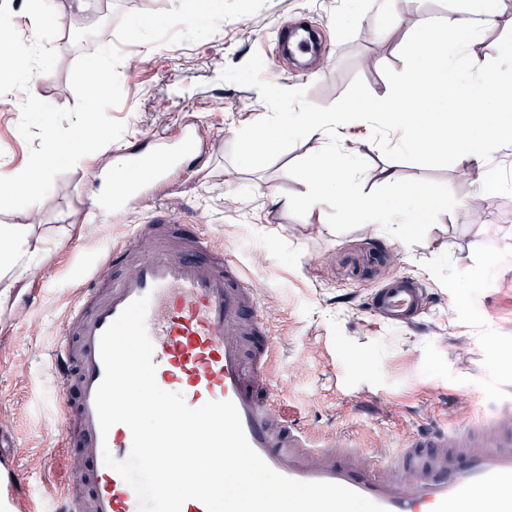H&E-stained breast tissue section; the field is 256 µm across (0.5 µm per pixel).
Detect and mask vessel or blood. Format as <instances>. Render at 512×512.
Listing matches in <instances>:
<instances>
[{"mask_svg": "<svg viewBox=\"0 0 512 512\" xmlns=\"http://www.w3.org/2000/svg\"><path fill=\"white\" fill-rule=\"evenodd\" d=\"M200 143L194 128L183 129L177 141L155 142L157 164L144 179L197 154ZM99 265L110 269V278L92 274L79 289L52 352L63 400L62 441L76 447L71 465L86 475L85 486L64 483L55 512H139L134 489L103 462L107 451L119 461L128 457L131 431L123 424L101 431L95 393L104 375L100 337L143 296L150 299L146 328L157 384L181 393L192 408L232 402L248 443L276 472L343 485L387 512H512L511 413L489 426L420 428L401 447L368 452L276 414L264 377L278 347L261 314L259 290L193 221L156 212L113 244ZM426 296L420 284L398 278L380 288L368 308L388 324L412 328ZM27 483L14 470L12 480L0 484V512H14Z\"/></svg>", "mask_w": 512, "mask_h": 512, "instance_id": "b4317fda", "label": "vessel or blood"}]
</instances>
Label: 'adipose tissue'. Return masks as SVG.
Listing matches in <instances>:
<instances>
[{"label":"adipose tissue","instance_id":"adipose-tissue-1","mask_svg":"<svg viewBox=\"0 0 512 512\" xmlns=\"http://www.w3.org/2000/svg\"><path fill=\"white\" fill-rule=\"evenodd\" d=\"M85 9V0H69L64 8L58 0H0L1 12L13 18L29 16L45 34L56 28L64 13ZM503 22L512 25V0H465L443 22L429 18L420 22L409 39L404 76L382 92L336 104L324 113H279L274 120L279 133L317 141L320 151L300 174L305 187L301 200L276 194L273 204L284 210L302 207L314 224L325 222L326 208L332 203L358 223L387 224L400 234L417 222L419 207L428 198L425 184L405 181L395 168L383 166L375 170L374 178L388 189V196L358 190L354 160L341 153L338 143L343 129L360 115L372 117L391 133L401 152L421 150L475 170L482 199L511 190L512 179L491 165L490 150L496 144H512V45L492 56L481 49L487 30ZM460 55L467 60L462 78L470 93L462 103L461 120L452 123L444 104L448 79ZM78 143L75 137L60 139L47 133L41 155L27 168L0 170V199L12 200L22 216H30L39 207L38 190L57 166L72 161L91 167L97 156L112 151V141L106 137L90 153ZM38 249L30 225H0V290L14 287L15 267Z\"/></svg>","mask_w":512,"mask_h":512}]
</instances>
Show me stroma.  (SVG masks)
<instances>
[{
    "label": "stroma",
    "mask_w": 512,
    "mask_h": 512,
    "mask_svg": "<svg viewBox=\"0 0 512 512\" xmlns=\"http://www.w3.org/2000/svg\"><path fill=\"white\" fill-rule=\"evenodd\" d=\"M379 0H266L254 15L222 21L191 43L123 45L117 71L123 99L108 110L124 123L113 151L164 133L176 138L195 122L208 142L194 171H170L152 199L130 211L90 220L91 203L109 191L84 165H60L39 190L33 237L42 244L19 269L15 288L0 295V449L30 476V499L16 512H49L69 474L55 442L62 425L50 350L61 335L77 291L107 244L124 239L162 208L174 219H204L205 232L260 290L261 311L280 344L267 382L283 412L312 431L336 432L355 448H396L424 425L456 426L512 410V192L486 213L455 214L476 190L473 172L448 157L398 151L394 140L363 117L345 128V149L358 154L359 187L384 190L372 177L383 164L425 182L430 206L404 238L330 207L325 224L302 210L274 207L271 193L293 199L305 191L300 171L317 142L282 138L259 165L246 162L251 134L262 118L291 108L321 112L362 93L379 92L407 67L405 41L426 17H441L454 0H398L394 12ZM179 0H95L85 17L61 28L64 44L54 70L30 82L37 98L75 106L69 85L77 58L100 30L115 32L130 11H160ZM302 21L330 49L310 69L280 55L284 24ZM394 29L385 38V29ZM21 107L0 92V165L25 167L30 146L20 135ZM397 276L432 293L419 328L403 330L370 315L364 300ZM365 364L356 367L353 354Z\"/></svg>",
    "instance_id": "stroma-1"
}]
</instances>
